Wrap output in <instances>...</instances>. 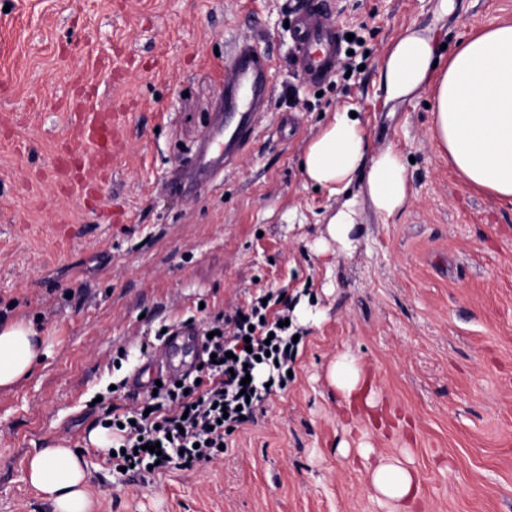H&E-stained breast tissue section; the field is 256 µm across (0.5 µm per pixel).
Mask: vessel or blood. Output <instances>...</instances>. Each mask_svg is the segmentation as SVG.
<instances>
[{
	"label": "vessel or blood",
	"instance_id": "obj_1",
	"mask_svg": "<svg viewBox=\"0 0 512 512\" xmlns=\"http://www.w3.org/2000/svg\"><path fill=\"white\" fill-rule=\"evenodd\" d=\"M292 64L311 84L324 81L339 57L334 26L327 14L311 8L296 20L292 28ZM271 64L251 47H239L224 69V110L202 145L197 149L187 173L175 175L177 185L194 189L207 185L228 168L252 137L259 109L270 97ZM75 140L92 150L90 161L96 171L109 168L116 145V126L108 114L78 125ZM160 358L148 359L149 371L167 380H177L188 370L187 355L199 354L202 341L194 324L181 323L168 328L159 339Z\"/></svg>",
	"mask_w": 512,
	"mask_h": 512
}]
</instances>
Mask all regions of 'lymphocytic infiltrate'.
I'll return each mask as SVG.
<instances>
[{
  "label": "lymphocytic infiltrate",
  "mask_w": 512,
  "mask_h": 512,
  "mask_svg": "<svg viewBox=\"0 0 512 512\" xmlns=\"http://www.w3.org/2000/svg\"><path fill=\"white\" fill-rule=\"evenodd\" d=\"M290 305L267 293L247 308L219 313L208 325L209 358L200 381L158 386L139 407L113 413V469L147 479L173 466L191 469L222 458L230 430L255 422L286 389L298 346L285 321ZM159 452H151L152 444Z\"/></svg>",
  "instance_id": "obj_1"
}]
</instances>
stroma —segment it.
Here are the masks:
<instances>
[{
	"mask_svg": "<svg viewBox=\"0 0 512 512\" xmlns=\"http://www.w3.org/2000/svg\"><path fill=\"white\" fill-rule=\"evenodd\" d=\"M307 0H0V319H39L50 354L0 391V512H52L25 480L29 455L82 450L94 512H386L364 460L410 462L412 512H512V204L470 189L431 136V86L386 100L377 70L414 28L437 44L512 23V0H326L355 32L350 76L314 86L290 61L287 21ZM251 45L272 60V98L213 186L179 193L220 112L224 65ZM358 114L370 155L407 162L409 202L351 256L317 253L343 196L308 184L307 142ZM124 113L95 200L57 179L85 153L72 130ZM311 308L287 389L228 439L223 459L132 483L87 441L112 383L142 344L186 318L205 324L260 290ZM128 359L121 369L112 362ZM372 380L376 408L350 414L328 372L342 354Z\"/></svg>",
	"mask_w": 512,
	"mask_h": 512,
	"instance_id": "stroma-1",
	"label": "stroma"
}]
</instances>
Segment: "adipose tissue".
<instances>
[{"mask_svg":"<svg viewBox=\"0 0 512 512\" xmlns=\"http://www.w3.org/2000/svg\"><path fill=\"white\" fill-rule=\"evenodd\" d=\"M437 45L429 30L413 29L392 44L379 69V87L387 100L407 98L424 83L433 86V137L471 188L512 203V24L484 28L459 41L448 66L434 72ZM307 181L344 195L326 225L318 252L350 255L364 232L354 218L361 197L376 213L389 217L408 202L409 177L398 152L369 155L359 119L336 113L307 146ZM50 341L35 322L21 317L0 321V389L27 379L48 356ZM329 382L349 411L360 410L372 383L351 355L337 358ZM369 484L394 512H409L417 496L416 477L394 459L371 460ZM27 481L54 512H91L87 462L68 447L41 448L27 460Z\"/></svg>","mask_w":512,"mask_h":512,"instance_id":"ef3b65f1","label":"adipose tissue"}]
</instances>
